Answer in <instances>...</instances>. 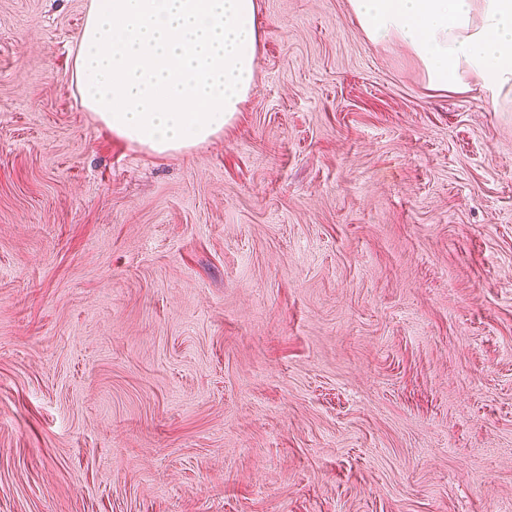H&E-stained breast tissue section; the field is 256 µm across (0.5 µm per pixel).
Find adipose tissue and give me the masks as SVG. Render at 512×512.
<instances>
[{
    "label": "adipose tissue",
    "mask_w": 512,
    "mask_h": 512,
    "mask_svg": "<svg viewBox=\"0 0 512 512\" xmlns=\"http://www.w3.org/2000/svg\"><path fill=\"white\" fill-rule=\"evenodd\" d=\"M366 39L397 42L428 86L512 107V0H349ZM255 0H90L73 61L87 111L164 156L223 133L254 81Z\"/></svg>",
    "instance_id": "ef3b65f1"
}]
</instances>
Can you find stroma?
<instances>
[{
	"mask_svg": "<svg viewBox=\"0 0 512 512\" xmlns=\"http://www.w3.org/2000/svg\"><path fill=\"white\" fill-rule=\"evenodd\" d=\"M257 2L157 156L81 105L89 0H0V512H512V112Z\"/></svg>",
	"mask_w": 512,
	"mask_h": 512,
	"instance_id": "obj_1",
	"label": "stroma"
}]
</instances>
